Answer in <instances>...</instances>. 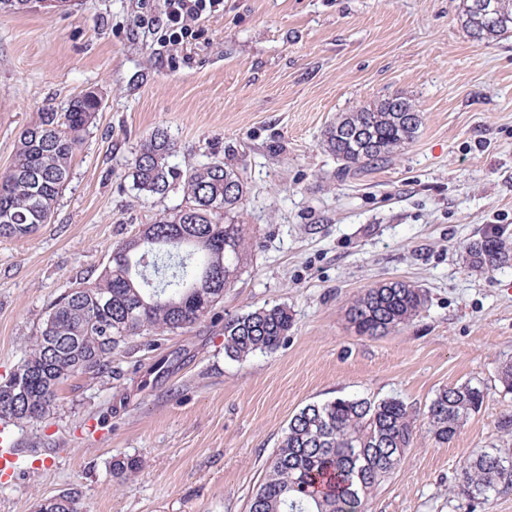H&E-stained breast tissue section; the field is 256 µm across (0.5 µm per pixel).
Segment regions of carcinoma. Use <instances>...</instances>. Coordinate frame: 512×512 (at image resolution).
<instances>
[{
    "label": "carcinoma",
    "instance_id": "carcinoma-1",
    "mask_svg": "<svg viewBox=\"0 0 512 512\" xmlns=\"http://www.w3.org/2000/svg\"><path fill=\"white\" fill-rule=\"evenodd\" d=\"M493 12L478 21L472 0L459 15L471 38L489 41L512 33V0H492ZM100 103L88 90L59 113L48 109L20 133L11 165L0 172V237L21 239L49 223L69 181L72 162ZM422 124L412 100L395 95L341 114L325 131L327 150L351 170L388 161L411 144ZM349 127L370 134L371 144L341 134ZM176 145L163 130L147 136L131 161L133 187L163 196L179 181L187 200L112 248L97 279L60 295L46 312L20 364L0 384V413L28 424L53 409L70 377L97 378L111 369L112 351L146 331L176 332L206 318L241 274L250 238L230 215L243 205L247 186L233 164L221 160L182 171L171 164ZM476 269L512 263V242L485 235L467 247ZM422 289L406 281L374 285L355 296L346 316L361 335L388 334L417 316ZM292 316L281 306L259 307L224 319V353L240 361L272 352L288 336ZM57 350L48 351L43 337ZM483 391L470 383L442 389L425 413L438 443L452 441L479 412ZM416 411L398 398H337L310 404L290 420L274 449L248 512H362L365 496L400 464L413 441ZM140 462L117 459L112 476L135 474ZM458 494L491 505L512 494V450L484 448L457 474ZM38 512H79V496L63 491L45 498Z\"/></svg>",
    "mask_w": 512,
    "mask_h": 512
}]
</instances>
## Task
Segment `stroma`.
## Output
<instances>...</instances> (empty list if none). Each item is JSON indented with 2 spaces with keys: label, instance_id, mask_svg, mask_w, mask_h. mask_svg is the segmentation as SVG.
I'll return each mask as SVG.
<instances>
[{
  "label": "stroma",
  "instance_id": "35a3bbf8",
  "mask_svg": "<svg viewBox=\"0 0 512 512\" xmlns=\"http://www.w3.org/2000/svg\"><path fill=\"white\" fill-rule=\"evenodd\" d=\"M459 0H224L197 39L161 38V0H72L67 11L0 13V170L40 112L86 89L103 102L50 224L0 238V381L48 304L94 281L116 244L183 200L146 197L130 162L167 131L179 168L235 157L249 194L238 214L247 267L203 321L136 336L111 373L64 381L50 414L15 427L28 468L0 485V512H37L78 491L86 512H248L289 420L338 397H395L426 410L439 390L483 388L450 443L418 419L399 466L365 512H512L455 491L464 459L512 448L499 375L512 361V264L476 270L465 247L512 240V36L469 37ZM422 116L392 161L345 169L323 145L337 116L394 94ZM402 280L418 316L362 336L350 298ZM282 305L293 326L273 352L224 353V319ZM168 367L153 373L156 360ZM120 457L141 462L123 484Z\"/></svg>",
  "mask_w": 512,
  "mask_h": 512
}]
</instances>
